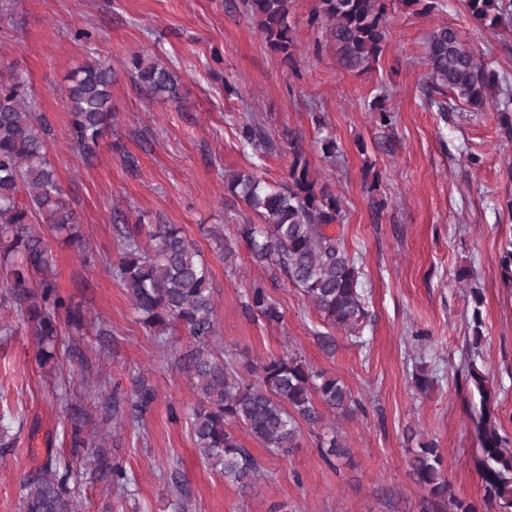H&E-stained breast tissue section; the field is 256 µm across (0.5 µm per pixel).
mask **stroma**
Instances as JSON below:
<instances>
[{
  "mask_svg": "<svg viewBox=\"0 0 512 512\" xmlns=\"http://www.w3.org/2000/svg\"><path fill=\"white\" fill-rule=\"evenodd\" d=\"M416 13L387 0V40L371 70L343 68L323 27L308 17L315 0H292V60L271 52L240 0H0V70L28 79L40 111L53 125L50 159L83 234L82 247L52 240L62 296L82 307L84 331H62L54 365H40L31 326L0 306V418L12 425L11 447L0 448V512H20L21 485L46 459L75 466L82 449L70 440L73 405L107 440L105 467L130 478L118 496L111 483L83 471L78 512H450L431 499L408 465L421 445L444 458L449 492L481 503L474 466L478 442L471 398L456 374L470 333L472 293L482 295L485 341L479 360L497 394L500 431L512 439V288L496 255L512 238V131L496 108L478 112L429 102L426 40L440 25L512 80V20L475 24L467 0ZM141 53L179 77V97L147 100L137 90L130 58ZM109 60L116 72L117 120L91 162L70 148L62 91L86 59ZM382 97L391 125L369 109ZM265 126L278 149L254 160L238 140L239 124ZM302 137L315 175L341 197L348 250L359 254L366 296V347L326 326L305 296L273 267L256 264L238 245L220 257L204 228L225 236L257 216L224 189L226 171H257L283 182L289 134ZM335 137L343 158L321 150ZM386 201L375 209L373 198ZM146 224H175L194 241L211 271L217 357L234 355L242 375L267 358L297 354L335 375L360 407L325 415L304 428L300 448L274 458L242 426L233 431L262 465L253 488L225 481L200 457L191 433L196 401L182 356L193 347L184 330L159 346L139 323L129 296L106 269L118 257L114 211ZM93 263H85V255ZM468 278L459 279V270ZM263 282L283 313L279 323L245 314L249 282ZM437 381L428 393L412 381L415 361ZM68 374L70 395L52 393ZM155 399L137 422L117 420L115 401L140 384ZM337 433L350 450L326 461L321 434Z\"/></svg>",
  "mask_w": 512,
  "mask_h": 512,
  "instance_id": "35a3bbf8",
  "label": "stroma"
}]
</instances>
